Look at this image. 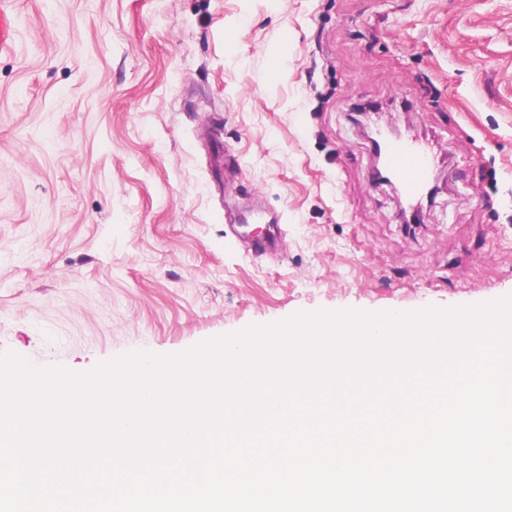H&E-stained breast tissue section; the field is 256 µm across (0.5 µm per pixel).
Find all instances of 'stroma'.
<instances>
[{"mask_svg": "<svg viewBox=\"0 0 512 512\" xmlns=\"http://www.w3.org/2000/svg\"><path fill=\"white\" fill-rule=\"evenodd\" d=\"M0 52V355L89 371L299 313L512 295V0H15ZM445 164L403 224L347 120ZM284 215V247L225 209ZM283 215L271 214L263 223L249 224L244 217L237 223L240 231L238 237L248 240L250 249L254 254H263L274 250L279 241L282 231L279 223L282 222Z\"/></svg>", "mask_w": 512, "mask_h": 512, "instance_id": "1", "label": "stroma"}]
</instances>
